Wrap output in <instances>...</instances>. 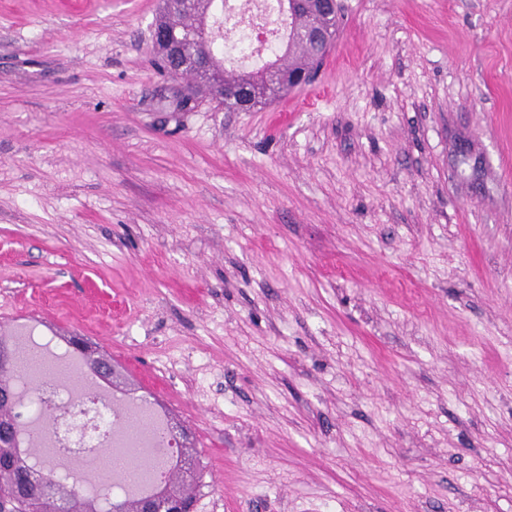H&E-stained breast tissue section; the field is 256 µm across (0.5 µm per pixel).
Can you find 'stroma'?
<instances>
[{
	"instance_id": "1",
	"label": "stroma",
	"mask_w": 512,
	"mask_h": 512,
	"mask_svg": "<svg viewBox=\"0 0 512 512\" xmlns=\"http://www.w3.org/2000/svg\"><path fill=\"white\" fill-rule=\"evenodd\" d=\"M250 112L160 0H0V324L190 430L195 512H512V0H339ZM169 1H183L179 7L181 10L192 12V0H169ZM182 14L180 11H175L177 17L172 15V12L165 11L163 4L160 7L159 17L156 21L159 28L154 27L151 35L152 45L154 53L160 60L166 64L173 60L177 61L184 53L186 48V41L178 38L183 37L184 33L188 34V29L192 27L191 24H183V16H189L194 18L192 13ZM162 27L175 29L176 37L172 32ZM326 53L316 56L314 48L300 38L288 39V49L282 55V64L275 94L288 93L292 88L308 84L307 78L323 63ZM278 95V96H279ZM279 59L280 57L274 61H269L266 63L260 72V78L252 85L227 84L230 82H242V80L249 75H243L234 71L228 72L224 70L223 78L222 72L216 70L212 60L209 57L201 58L197 68L199 72L204 73L211 78L212 83L218 88L217 99L224 101L225 107L239 109L237 103L225 102L224 98L230 100L238 99L239 101H242V106L245 109H249L255 106L256 103L264 100V98L267 96L268 92H265L263 89V81L267 80L269 76L274 74L279 69ZM187 73L192 74L196 78L197 83H191L186 87V93L184 97L187 100L193 101V103L198 101L200 95L210 97V95L213 93V86L210 82V79L202 74H199L198 72L187 71ZM67 343L72 352L81 358L83 365L92 374L99 367L104 373V376L101 378L106 380L114 390L128 391L127 378L118 370L111 355L100 350L82 337L72 336L67 339Z\"/></svg>"
}]
</instances>
